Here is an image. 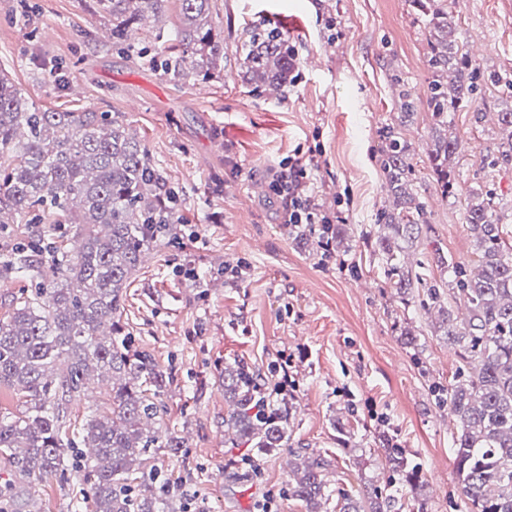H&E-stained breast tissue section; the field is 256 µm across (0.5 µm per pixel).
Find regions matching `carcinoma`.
I'll return each mask as SVG.
<instances>
[{
	"label": "carcinoma",
	"mask_w": 512,
	"mask_h": 512,
	"mask_svg": "<svg viewBox=\"0 0 512 512\" xmlns=\"http://www.w3.org/2000/svg\"><path fill=\"white\" fill-rule=\"evenodd\" d=\"M170 0H95L111 18L112 39L132 50L137 26L164 11ZM176 45L162 67L171 81H207L221 71L224 33L212 19V0H178ZM430 35L428 106L438 127L448 112L468 101L473 76L460 52L447 5L412 0ZM245 74L255 87L283 91L295 67L287 39L261 23L240 46ZM512 161V112L499 113ZM456 139L438 136L428 157L445 196L458 181L448 162ZM377 163L393 197L381 213L377 246L397 276L394 288H412L400 265L398 242L412 243L427 223L425 204L410 192L409 148L397 126L381 131ZM175 200L148 151L119 113L73 112L34 106L0 71V228L27 224L24 240L0 247V280L26 276L34 291L20 293L0 316V388L13 391L14 412L0 411V457L16 476L0 484V512H43L25 482L81 474L92 482L88 512H176L179 487L148 466L149 454L175 456L183 442L155 428L163 420L159 398L169 381L153 358L132 348L121 324L124 289L144 256L168 243L181 223ZM496 202L467 204V223L480 250V270L448 262L454 297L463 301L459 320L429 289L442 316L443 335L458 347L463 378L448 388L458 427L454 466L467 512H512V246L502 240ZM224 440L270 454L288 446L295 400L272 399L243 364L224 368ZM110 386L97 412L70 410L92 380ZM90 449V454L78 447ZM381 455L398 476L393 485L366 482L354 494L325 481L328 460L288 451V494L304 512H391L407 491L425 512L420 466L404 448L386 443Z\"/></svg>",
	"instance_id": "1"
}]
</instances>
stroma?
<instances>
[{
    "instance_id": "obj_1",
    "label": "stroma",
    "mask_w": 512,
    "mask_h": 512,
    "mask_svg": "<svg viewBox=\"0 0 512 512\" xmlns=\"http://www.w3.org/2000/svg\"><path fill=\"white\" fill-rule=\"evenodd\" d=\"M447 3L464 47L483 44L470 58L471 99L448 115L458 140L453 198L441 195L428 161L436 127L426 103L429 45L410 0H213L224 72L181 85L152 62L178 23L175 0L160 22L139 27L141 51L132 55L102 38L109 23L93 0H0V71L36 107L122 113L177 195L183 222L131 277L121 320L132 346L170 379L165 427L186 451L154 462L181 486L187 512H256L267 499L273 512H302L288 496L284 454L224 442L229 403L219 368L241 362L264 376L284 351L297 356L289 447L329 459V480L347 490L390 480L380 449L391 438L422 467L426 512H466L456 422L437 399L462 361L427 294L447 288V260L478 264L470 199L492 196L500 224L512 230V162L501 159L507 141L498 123L512 111L504 86L512 80V0ZM259 21L295 50L296 78L279 96L246 84L236 54ZM402 88L416 108L402 129L411 190L429 221L407 251L423 279L405 295L376 246L391 197L375 155L380 129L397 120ZM315 145L322 154L309 192L341 216L345 271L280 223L270 190L281 162ZM405 329L416 347L405 344ZM348 404L351 433L342 439L332 420ZM80 489L75 479L32 484L45 512H74Z\"/></svg>"
}]
</instances>
